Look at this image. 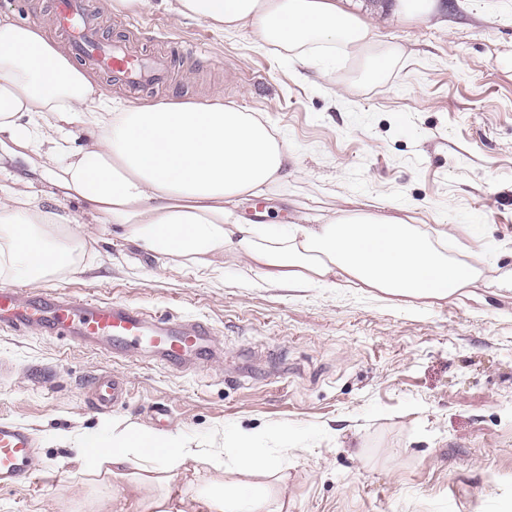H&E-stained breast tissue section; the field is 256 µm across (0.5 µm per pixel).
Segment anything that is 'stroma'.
Masks as SVG:
<instances>
[{
	"instance_id": "obj_1",
	"label": "stroma",
	"mask_w": 512,
	"mask_h": 512,
	"mask_svg": "<svg viewBox=\"0 0 512 512\" xmlns=\"http://www.w3.org/2000/svg\"><path fill=\"white\" fill-rule=\"evenodd\" d=\"M389 2L348 3L377 14L382 41L400 50L377 84L360 81L350 59L293 64L248 30L222 35L93 0L104 36L168 49L175 65L171 84L146 97L97 81L132 105L218 93L268 121L292 158L262 191L265 223L364 210L453 231L452 249L487 240L481 282L412 310L353 288L256 285L229 254L182 264L120 232H93L82 273L19 289L202 319L223 359L187 374L134 352L1 331L10 372L0 375V419L33 432L38 481L0 490V512H112L111 484L89 483L73 444L48 432H97L115 418L201 444L237 428L287 437V478L272 485L287 512H512V286L497 282L512 269V0H439V14L412 19ZM16 176L43 205L89 222L24 160L0 183ZM103 371L128 380V405L92 408L86 384Z\"/></svg>"
}]
</instances>
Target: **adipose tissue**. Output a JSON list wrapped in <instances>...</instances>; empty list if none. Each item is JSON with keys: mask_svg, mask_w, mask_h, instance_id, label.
Here are the masks:
<instances>
[{"mask_svg": "<svg viewBox=\"0 0 512 512\" xmlns=\"http://www.w3.org/2000/svg\"><path fill=\"white\" fill-rule=\"evenodd\" d=\"M175 20L220 33L251 29L265 46L302 65L339 51L363 60L365 78L383 81L398 57L376 26L341 0H159ZM88 135L73 145V125ZM81 201L101 226L117 225L150 251L196 263L228 252L259 281L291 288H360L394 303L464 294L484 274L480 253L449 251L423 225L354 211L328 224H229L224 205L277 182L288 145L270 124L225 105L113 99L40 26L0 13V171L17 157ZM85 225L42 207L36 196L0 187V281L36 282L82 269ZM210 474L196 477L189 508L171 482L198 459L193 440L145 431L124 419L105 437L78 445L90 474L131 476L113 512H273L264 477H282L278 458L254 446L251 431L214 433ZM236 451L238 478L222 455Z\"/></svg>", "mask_w": 512, "mask_h": 512, "instance_id": "ef3b65f1", "label": "adipose tissue"}]
</instances>
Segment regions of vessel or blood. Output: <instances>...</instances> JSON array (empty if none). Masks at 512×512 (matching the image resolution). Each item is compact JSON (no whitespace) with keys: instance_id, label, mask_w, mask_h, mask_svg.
<instances>
[{"instance_id":"b4317fda","label":"vessel or blood","mask_w":512,"mask_h":512,"mask_svg":"<svg viewBox=\"0 0 512 512\" xmlns=\"http://www.w3.org/2000/svg\"><path fill=\"white\" fill-rule=\"evenodd\" d=\"M53 24L74 54L90 68L132 92L149 93L171 76V59L161 51H140L129 41L101 36L102 23L87 0H53ZM109 353L143 350L168 368L187 371L219 359L209 326L197 319L159 314L121 302H102L57 290L32 296L0 288V331H31ZM93 406L106 410L130 400L124 379L108 373L89 386ZM34 438L20 425L0 421V489L36 483Z\"/></svg>"}]
</instances>
